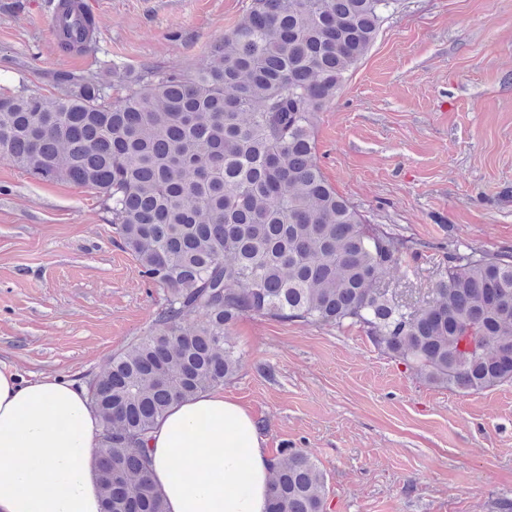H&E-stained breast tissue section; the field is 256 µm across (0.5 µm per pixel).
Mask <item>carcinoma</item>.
<instances>
[{"instance_id":"obj_1","label":"carcinoma","mask_w":512,"mask_h":512,"mask_svg":"<svg viewBox=\"0 0 512 512\" xmlns=\"http://www.w3.org/2000/svg\"><path fill=\"white\" fill-rule=\"evenodd\" d=\"M398 5L250 0L196 69L146 66L110 86L65 71L52 100L0 95V159L98 193L141 276L167 291L149 332L86 380L101 512H163L147 434L173 401L237 375L226 328L244 315L357 326L458 392L512 381V251L456 246L431 295L407 303L381 279L417 243L367 223L319 164L317 113ZM326 495L309 456L281 449L269 512H325Z\"/></svg>"}]
</instances>
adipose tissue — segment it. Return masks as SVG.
Returning a JSON list of instances; mask_svg holds the SVG:
<instances>
[{
    "label": "adipose tissue",
    "instance_id": "ef3b65f1",
    "mask_svg": "<svg viewBox=\"0 0 512 512\" xmlns=\"http://www.w3.org/2000/svg\"><path fill=\"white\" fill-rule=\"evenodd\" d=\"M98 430L85 387L0 360V512H100ZM147 446L164 512H268L272 460L223 390L174 402Z\"/></svg>",
    "mask_w": 512,
    "mask_h": 512
}]
</instances>
